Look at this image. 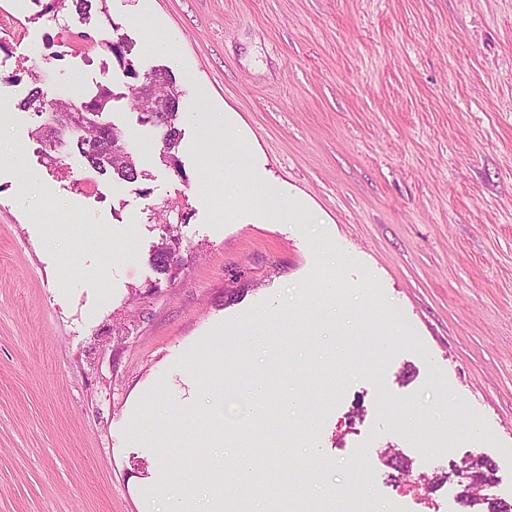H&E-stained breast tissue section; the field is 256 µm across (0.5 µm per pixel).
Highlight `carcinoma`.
Wrapping results in <instances>:
<instances>
[{
    "label": "carcinoma",
    "instance_id": "1",
    "mask_svg": "<svg viewBox=\"0 0 512 512\" xmlns=\"http://www.w3.org/2000/svg\"><path fill=\"white\" fill-rule=\"evenodd\" d=\"M112 32L117 34L115 40L109 42V48L116 62L127 77L132 79L131 107L138 112L139 122L162 130L160 161L177 174H183L182 162L179 157V147L182 132L176 120L180 110L182 93L177 88L174 74L165 69L158 68L150 71V87L159 95L170 96V102L165 111L149 108L145 103V94L142 86V76L132 58V42L127 36L119 33L120 27L110 23ZM113 92L109 85L101 84L97 92L89 99L78 104L71 101L56 99L49 102L44 99L40 88L31 89L27 98L20 102L24 111L41 114V110L52 104L60 109L77 107L89 111V118L93 125L89 130L78 122L74 123L69 131L68 139L57 140L49 128L43 124L35 128L34 136L46 143L53 152L45 153L49 165L56 166L61 158L54 155L60 147H67L78 154L84 163L100 175H107L115 181L134 183L146 176L140 169L135 154L130 146L128 134L115 123L105 119L111 109ZM177 215V223L183 224L188 219V205L178 199H172L163 205L161 213L162 235L151 256V265L156 273L165 276L166 280L176 278V271L180 266L179 238L173 234L170 213ZM468 512H512V504L490 503L486 500L471 499L466 503Z\"/></svg>",
    "mask_w": 512,
    "mask_h": 512
}]
</instances>
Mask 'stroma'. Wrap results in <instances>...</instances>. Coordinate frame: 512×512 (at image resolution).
I'll return each instance as SVG.
<instances>
[{
    "mask_svg": "<svg viewBox=\"0 0 512 512\" xmlns=\"http://www.w3.org/2000/svg\"><path fill=\"white\" fill-rule=\"evenodd\" d=\"M41 9L0 0L18 23L0 33V512H169L184 474L206 512L218 464L224 512L277 495L465 512L449 474L473 456L511 502L512 0ZM114 22L139 70L176 78L183 176L129 104L103 45ZM102 83L146 172L132 184L75 155L47 167L40 119L17 107L36 86L78 102ZM228 134L306 221L265 223L236 172L209 185ZM174 197L192 218L169 283L150 256ZM387 448L439 476L428 499ZM245 454L261 462L249 487ZM358 474L363 508L345 498Z\"/></svg>",
    "mask_w": 512,
    "mask_h": 512,
    "instance_id": "35a3bbf8",
    "label": "stroma"
}]
</instances>
